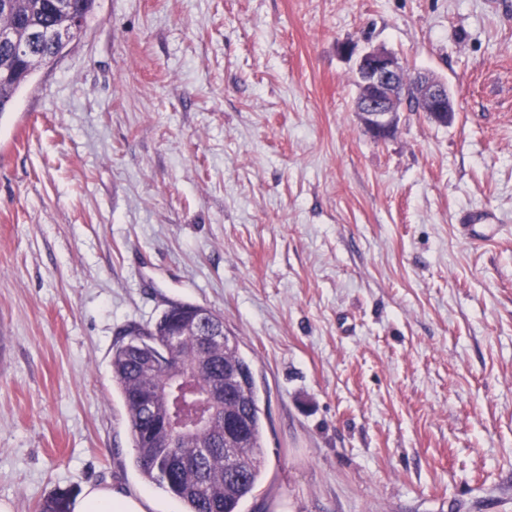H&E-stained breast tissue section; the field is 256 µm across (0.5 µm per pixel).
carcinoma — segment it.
Segmentation results:
<instances>
[{"label": "carcinoma", "instance_id": "cac0c4a2", "mask_svg": "<svg viewBox=\"0 0 512 512\" xmlns=\"http://www.w3.org/2000/svg\"><path fill=\"white\" fill-rule=\"evenodd\" d=\"M65 3L88 18L95 0H0V113L7 110L31 75L50 64L74 39ZM203 314L204 326L224 325L220 314L197 305L172 302L153 324L131 323L112 345V377L127 413L135 466L141 475L179 500L186 512H240L241 503L258 487L261 471L262 409L251 364L239 352L237 337L206 348L187 337L171 339L180 323ZM203 363L193 375L202 393L209 381L224 377L232 391L224 408L213 414V432L201 437L167 436L159 428L164 418L179 419L177 395L151 411L138 400L144 386L164 387L172 370ZM232 410L245 431L243 443L224 444V413ZM72 492L57 490L38 505V512H71Z\"/></svg>", "mask_w": 512, "mask_h": 512}]
</instances>
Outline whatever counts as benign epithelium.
<instances>
[{"mask_svg":"<svg viewBox=\"0 0 512 512\" xmlns=\"http://www.w3.org/2000/svg\"><path fill=\"white\" fill-rule=\"evenodd\" d=\"M356 82L359 89L357 112L365 128L374 138L390 137L398 124L404 104L417 103L416 111L423 112L434 123L450 124L456 107L448 87L431 75L419 73L410 86L402 81L405 68L389 50L374 48L361 54L356 61ZM210 428L206 416L194 418L188 425H177L180 433L205 434Z\"/></svg>","mask_w":512,"mask_h":512,"instance_id":"obj_1","label":"benign epithelium"}]
</instances>
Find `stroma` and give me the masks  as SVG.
Wrapping results in <instances>:
<instances>
[{
    "mask_svg": "<svg viewBox=\"0 0 512 512\" xmlns=\"http://www.w3.org/2000/svg\"><path fill=\"white\" fill-rule=\"evenodd\" d=\"M374 47L447 84L454 122L374 139ZM172 301L253 369L241 512H512V0H97L0 114L12 512L89 485L184 512L136 469L111 366Z\"/></svg>",
    "mask_w": 512,
    "mask_h": 512,
    "instance_id": "obj_1",
    "label": "stroma"
}]
</instances>
